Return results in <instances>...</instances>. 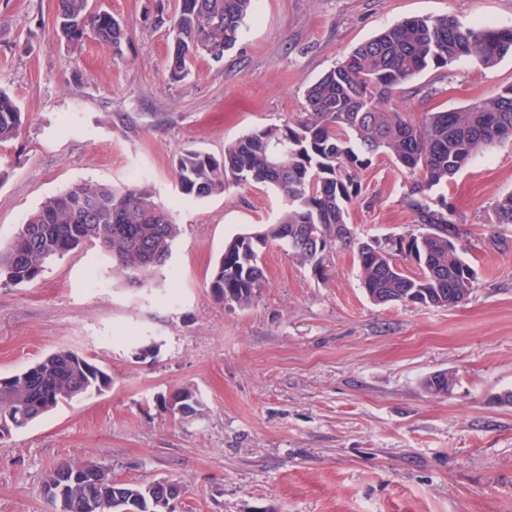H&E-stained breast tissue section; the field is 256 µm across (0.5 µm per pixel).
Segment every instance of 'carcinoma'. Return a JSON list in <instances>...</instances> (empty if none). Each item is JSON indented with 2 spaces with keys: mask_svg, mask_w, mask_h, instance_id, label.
<instances>
[{
  "mask_svg": "<svg viewBox=\"0 0 512 512\" xmlns=\"http://www.w3.org/2000/svg\"><path fill=\"white\" fill-rule=\"evenodd\" d=\"M252 7L253 0H181L171 19L169 79H185L199 58L223 62ZM56 26L74 45L89 26L99 41L116 49L125 38L122 23L110 13L91 12L89 0H57ZM509 53L512 28L467 25L448 16L409 18L358 45L320 76L292 120L246 134L224 147L219 158L192 149L179 152L174 174L189 197L256 183L278 189L285 199L277 223L227 243L211 273L213 295L250 304L266 279L257 247L272 241L287 247L312 231L321 238V250L300 260L324 278L336 245L355 248L363 288L376 304L446 308L464 302L476 272L460 256L446 199L435 207L425 199L448 185L477 150L512 138V86L460 108L432 112L419 125L388 101L428 68L463 58L490 68ZM22 123L20 107L1 88L0 141L17 135ZM275 141L287 147L278 160L270 151ZM379 155L394 159L410 175L408 204L423 227L384 247L356 241L348 228L349 210L361 191L358 174ZM494 218L497 224H512V193L498 199ZM178 234L171 212L145 188L76 184L47 198L0 247V285L31 283L48 260L88 245L109 256L125 281L135 273V284L143 285L165 267ZM398 256L413 260L420 271H406L395 261ZM111 386L112 376L102 368L58 348L22 372L0 378V440L61 403ZM97 478L110 484L100 512H159L156 483L118 482L107 467L84 457L64 460L47 475L43 489L51 512L87 509L101 498Z\"/></svg>",
  "mask_w": 512,
  "mask_h": 512,
  "instance_id": "cac0c4a2",
  "label": "carcinoma"
}]
</instances>
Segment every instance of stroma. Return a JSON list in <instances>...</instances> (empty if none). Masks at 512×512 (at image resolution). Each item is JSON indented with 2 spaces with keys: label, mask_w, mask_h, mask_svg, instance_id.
I'll return each mask as SVG.
<instances>
[{
  "label": "stroma",
  "mask_w": 512,
  "mask_h": 512,
  "mask_svg": "<svg viewBox=\"0 0 512 512\" xmlns=\"http://www.w3.org/2000/svg\"><path fill=\"white\" fill-rule=\"evenodd\" d=\"M180 0H90L124 24L120 48L67 44L56 0H0V88L23 113L0 141V244L48 197L98 182L149 189L180 226L164 270L132 286L92 246L50 261L36 281L0 286V377L64 347L112 377L0 441V512H50L43 482L59 461L98 460L123 483L179 482L177 512H512V139L480 149L443 188L477 272L456 307L374 304L356 252L330 275L278 243L246 306L213 296L225 244L276 223L282 194L262 184L182 194L184 149L222 155L246 134L301 112L306 88L356 46L415 16L512 27V0H254L223 63L169 80ZM512 86V54L486 68H430L396 99L412 122ZM349 210L360 241L419 232L409 179L389 158L360 174ZM456 378L450 395L423 388ZM191 388L196 415L163 399Z\"/></svg>",
  "instance_id": "obj_1"
}]
</instances>
